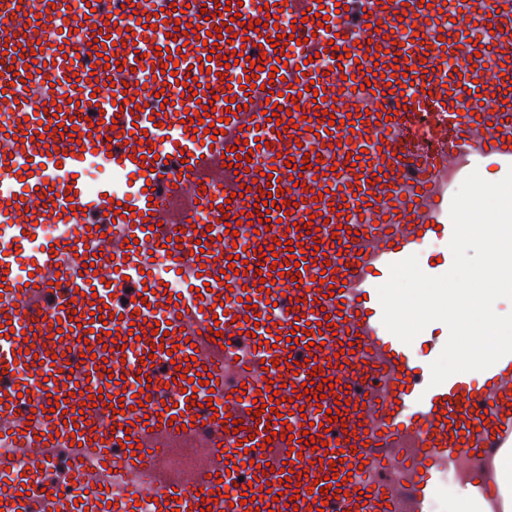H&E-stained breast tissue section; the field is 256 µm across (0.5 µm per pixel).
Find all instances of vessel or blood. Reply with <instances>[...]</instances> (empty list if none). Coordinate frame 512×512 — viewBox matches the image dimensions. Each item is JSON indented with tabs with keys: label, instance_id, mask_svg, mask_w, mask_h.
Returning <instances> with one entry per match:
<instances>
[{
	"label": "vessel or blood",
	"instance_id": "vessel-or-blood-1",
	"mask_svg": "<svg viewBox=\"0 0 512 512\" xmlns=\"http://www.w3.org/2000/svg\"><path fill=\"white\" fill-rule=\"evenodd\" d=\"M89 2L92 13L72 19L66 0H0V50L13 59L0 67L10 116L0 125V512H132L140 497L152 512H308L316 501L324 512H428L449 463L511 448L512 354L430 386V359L384 327L378 288L426 240L451 239V177L488 158L499 174L512 169V0H454L452 19L444 0H232L255 20H296L279 56L277 29L238 20L231 44L167 38L179 22L214 31L216 0ZM308 10L328 26L303 21ZM105 38L110 67L90 48ZM331 45L349 54L327 73L314 56ZM230 54L237 63L219 77ZM171 59L173 75L160 69ZM209 101L215 138L181 119ZM428 114L426 147L417 125ZM240 140L251 154L239 162ZM304 154L315 175L298 182L285 160ZM102 159L126 176L122 188H88L83 175ZM271 176L291 208L271 210L257 232ZM224 203L240 216L236 233ZM50 222L69 233L46 237ZM292 256L307 261L299 285L284 274ZM154 257L172 285L152 276ZM230 265L235 275L219 281ZM96 307L113 319H93ZM203 371L210 385L188 393ZM324 380L334 384L325 399L294 398ZM276 395L275 411L258 413ZM63 453L72 469L58 482ZM331 475L341 485L315 489Z\"/></svg>",
	"mask_w": 512,
	"mask_h": 512
}]
</instances>
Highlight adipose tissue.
I'll return each instance as SVG.
<instances>
[{"label":"adipose tissue","instance_id":"obj_1","mask_svg":"<svg viewBox=\"0 0 512 512\" xmlns=\"http://www.w3.org/2000/svg\"><path fill=\"white\" fill-rule=\"evenodd\" d=\"M492 469L497 482V501L488 500L465 474L449 495H434L433 512H512V448L499 450Z\"/></svg>","mask_w":512,"mask_h":512}]
</instances>
